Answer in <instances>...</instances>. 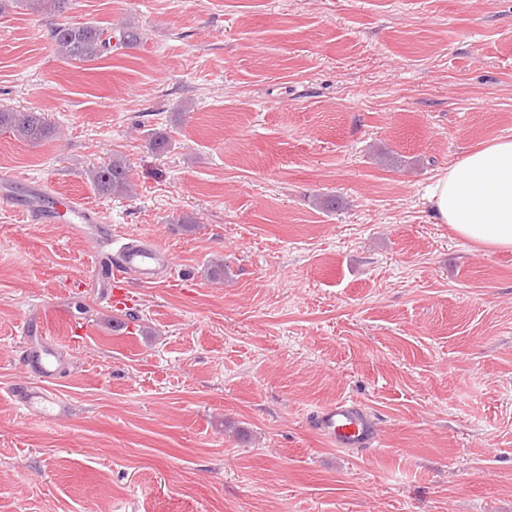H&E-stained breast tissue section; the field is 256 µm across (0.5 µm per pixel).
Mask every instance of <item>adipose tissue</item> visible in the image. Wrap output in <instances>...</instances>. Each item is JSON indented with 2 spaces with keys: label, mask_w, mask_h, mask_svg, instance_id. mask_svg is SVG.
Masks as SVG:
<instances>
[{
  "label": "adipose tissue",
  "mask_w": 512,
  "mask_h": 512,
  "mask_svg": "<svg viewBox=\"0 0 512 512\" xmlns=\"http://www.w3.org/2000/svg\"><path fill=\"white\" fill-rule=\"evenodd\" d=\"M429 204L439 223L489 250H512V137L468 154L434 183Z\"/></svg>",
  "instance_id": "ef3b65f1"
}]
</instances>
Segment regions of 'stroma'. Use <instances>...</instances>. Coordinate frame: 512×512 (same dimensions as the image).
I'll use <instances>...</instances> for the list:
<instances>
[{"instance_id":"35a3bbf8","label":"stroma","mask_w":512,"mask_h":512,"mask_svg":"<svg viewBox=\"0 0 512 512\" xmlns=\"http://www.w3.org/2000/svg\"><path fill=\"white\" fill-rule=\"evenodd\" d=\"M88 21L143 39L68 60L51 29ZM0 109L57 132L0 131V187L78 196L175 259L119 308L101 244L0 203V512H512V251L458 238L427 201L512 137V0L14 10ZM115 154L132 196L88 178ZM27 323L69 347V416L11 394ZM339 400L372 413L374 448L316 433ZM0 128L9 131L17 140L39 144L56 135V130L39 112H17L0 109Z\"/></svg>"}]
</instances>
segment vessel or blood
<instances>
[{"label": "vessel or blood", "mask_w": 512, "mask_h": 512, "mask_svg": "<svg viewBox=\"0 0 512 512\" xmlns=\"http://www.w3.org/2000/svg\"><path fill=\"white\" fill-rule=\"evenodd\" d=\"M31 213L40 220L68 225L78 237L111 238L112 231L95 211L75 198L36 190L31 197ZM175 265L171 254L149 240L128 239L99 267L105 299L119 298L130 281L153 284L166 278ZM18 361L30 381L13 387L12 396L28 414L58 418L70 411L68 401L52 391V384L64 378L68 363L66 351L55 337L22 330ZM314 429L337 448L369 449L378 438L375 420L354 401L342 400L321 407L312 417Z\"/></svg>", "instance_id": "1"}]
</instances>
